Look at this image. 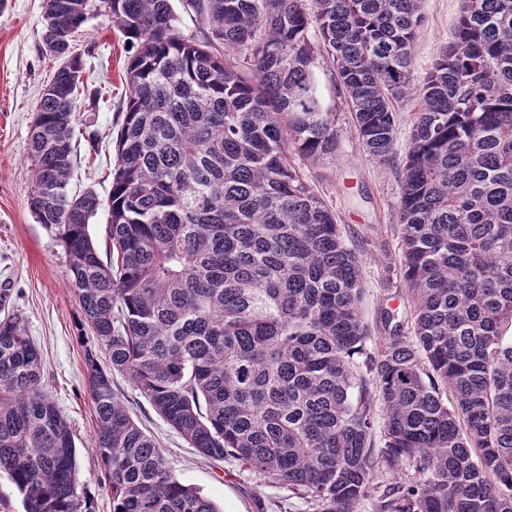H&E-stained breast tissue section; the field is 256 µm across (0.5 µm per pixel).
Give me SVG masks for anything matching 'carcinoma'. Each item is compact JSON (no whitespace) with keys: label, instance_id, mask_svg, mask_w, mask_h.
<instances>
[{"label":"carcinoma","instance_id":"1","mask_svg":"<svg viewBox=\"0 0 512 512\" xmlns=\"http://www.w3.org/2000/svg\"><path fill=\"white\" fill-rule=\"evenodd\" d=\"M44 0L60 66L31 128L29 208L64 246L112 512H221L181 483L112 388L126 375L203 458L241 460L311 512H361L375 468L417 478L375 512H512V0H463L414 78L423 0ZM104 9L129 43L106 247L98 196L68 191L74 35ZM224 45V54L212 46ZM327 56L380 161L414 93L398 204L412 335L365 351L360 260L301 161L336 158L314 68ZM0 292V473L24 512H95L45 363ZM383 447L374 448V408ZM185 0H172V7L180 21L182 32L188 37L197 39L203 38L202 25L199 23L196 15L184 8Z\"/></svg>","mask_w":512,"mask_h":512}]
</instances>
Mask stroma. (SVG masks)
<instances>
[{
    "mask_svg": "<svg viewBox=\"0 0 512 512\" xmlns=\"http://www.w3.org/2000/svg\"><path fill=\"white\" fill-rule=\"evenodd\" d=\"M44 0H6L0 9V289H8L10 307L21 315L45 362V385L69 422L77 448L82 484L95 512H112L103 464L95 451V413L85 385L84 340L78 330L80 309L68 282L65 250L29 209L30 129L39 95L59 62L42 47ZM461 0H425L423 22L414 49L416 76L422 77L451 40ZM83 53L84 78L97 99L75 103L78 123L98 136L97 149L80 143L71 188L94 191L101 206L90 232L104 243L109 219L106 200L116 163L115 142L126 94L127 47L105 12L90 15L75 36ZM324 108L335 115L339 143L336 158L308 167L316 193L336 216L346 245L362 261L361 312L369 331L366 349L376 353L386 334L385 310L392 309L403 330H410L412 302L400 258L402 226L398 200L402 166L408 152L419 102L415 95L397 101L393 153L379 162L361 146L345 95L326 62L314 70ZM118 396L134 420L156 439L175 476L212 499L221 512H308L287 488L267 482L243 461H208L151 408L134 385L115 375Z\"/></svg>",
    "mask_w": 512,
    "mask_h": 512,
    "instance_id": "obj_1",
    "label": "stroma"
}]
</instances>
